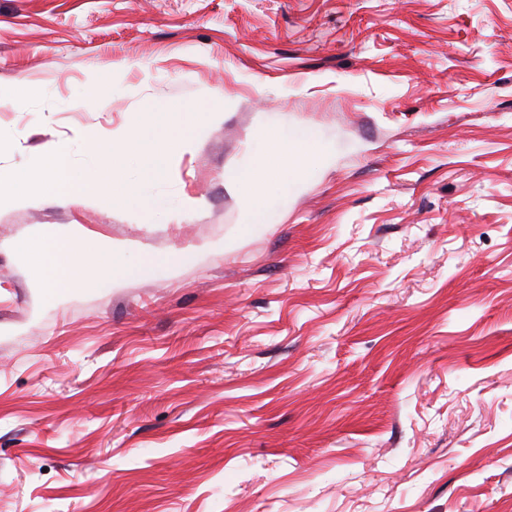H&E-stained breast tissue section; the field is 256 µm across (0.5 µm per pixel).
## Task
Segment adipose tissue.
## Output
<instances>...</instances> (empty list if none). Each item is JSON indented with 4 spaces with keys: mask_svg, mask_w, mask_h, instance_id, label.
<instances>
[{
    "mask_svg": "<svg viewBox=\"0 0 512 512\" xmlns=\"http://www.w3.org/2000/svg\"><path fill=\"white\" fill-rule=\"evenodd\" d=\"M335 154V140L306 126L282 128L276 130L273 139L256 140L250 148L251 160L242 168L236 184L246 204L242 233L269 223L272 214L302 190L313 167L328 164ZM266 169L277 170V177L263 179ZM33 252L44 282L56 291L83 276L86 268L93 271L92 277L86 278L91 286L102 280L115 281L131 272L124 248L115 247L82 262L68 237L58 233L42 234Z\"/></svg>",
    "mask_w": 512,
    "mask_h": 512,
    "instance_id": "adipose-tissue-1",
    "label": "adipose tissue"
}]
</instances>
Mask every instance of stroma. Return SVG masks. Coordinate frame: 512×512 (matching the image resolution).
<instances>
[{
	"instance_id": "35a3bbf8",
	"label": "stroma",
	"mask_w": 512,
	"mask_h": 512,
	"mask_svg": "<svg viewBox=\"0 0 512 512\" xmlns=\"http://www.w3.org/2000/svg\"><path fill=\"white\" fill-rule=\"evenodd\" d=\"M0 168L208 113L143 212L0 207V512H512V0H0ZM336 157L241 233L250 145ZM136 270L49 297L47 229ZM172 256V268H148ZM4 95H9L18 101H21L28 108H34L39 111H44L50 107L58 108L56 101L52 100V97L46 93L34 92L30 89L5 90L0 86V102Z\"/></svg>"
}]
</instances>
